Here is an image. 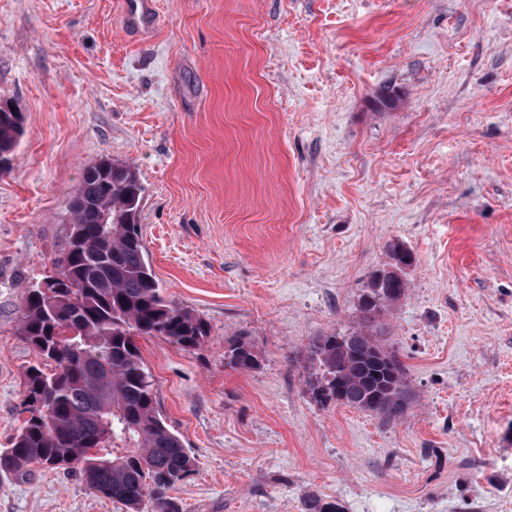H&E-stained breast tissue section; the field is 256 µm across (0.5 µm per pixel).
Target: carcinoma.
<instances>
[{
	"mask_svg": "<svg viewBox=\"0 0 512 512\" xmlns=\"http://www.w3.org/2000/svg\"><path fill=\"white\" fill-rule=\"evenodd\" d=\"M24 135L23 117L0 107V159L12 162ZM144 187L134 166L101 158L86 166L71 204V228L48 288L24 296L19 335L53 368L25 374L29 416L11 447L0 452V472L24 474L32 465L75 470L95 493L124 512H178L168 492L195 471V458L158 410L151 375L137 338L158 336L196 349L208 327L193 310L167 300L154 276L138 216ZM374 273L359 303L355 327L343 344L327 338L310 363L308 386L343 383L337 397H315L371 412L387 423L408 406L394 395L412 392L406 366L386 344L388 307L379 290L405 298L409 283L393 275L413 262L400 243ZM224 364L255 368L252 341H227ZM126 452L108 457L106 446ZM302 512H342L313 495Z\"/></svg>",
	"mask_w": 512,
	"mask_h": 512,
	"instance_id": "cac0c4a2",
	"label": "carcinoma"
}]
</instances>
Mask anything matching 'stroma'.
Listing matches in <instances>:
<instances>
[{
  "label": "stroma",
  "instance_id": "obj_1",
  "mask_svg": "<svg viewBox=\"0 0 512 512\" xmlns=\"http://www.w3.org/2000/svg\"><path fill=\"white\" fill-rule=\"evenodd\" d=\"M0 0V449L23 421V297L54 274L85 167L134 165L138 222L201 347L138 344L195 458L180 512H512V0ZM413 256L387 342L405 419L311 396L391 242ZM247 335L256 368L224 365ZM0 512H122L73 473L0 472ZM125 29L135 36L147 38L159 26L160 16L154 0H122ZM24 132L21 112H11L9 108L0 107V157L8 163L7 172Z\"/></svg>",
  "mask_w": 512,
  "mask_h": 512
}]
</instances>
